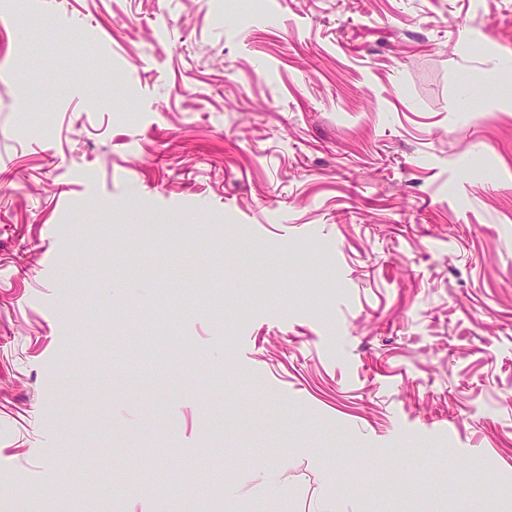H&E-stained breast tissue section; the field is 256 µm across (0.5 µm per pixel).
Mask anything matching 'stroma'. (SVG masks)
Returning <instances> with one entry per match:
<instances>
[{
  "instance_id": "35a3bbf8",
  "label": "stroma",
  "mask_w": 512,
  "mask_h": 512,
  "mask_svg": "<svg viewBox=\"0 0 512 512\" xmlns=\"http://www.w3.org/2000/svg\"><path fill=\"white\" fill-rule=\"evenodd\" d=\"M325 500L512 512V0L0 6V512Z\"/></svg>"
}]
</instances>
